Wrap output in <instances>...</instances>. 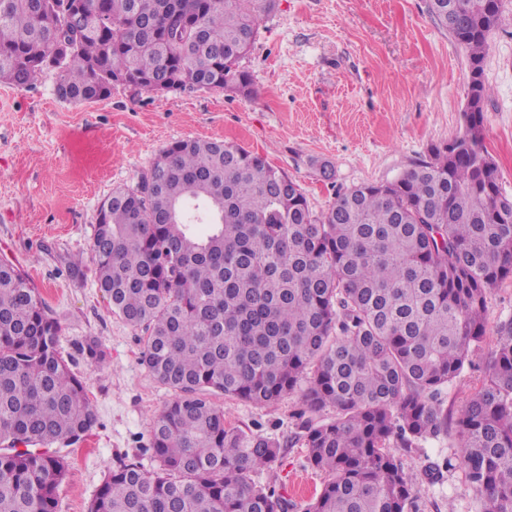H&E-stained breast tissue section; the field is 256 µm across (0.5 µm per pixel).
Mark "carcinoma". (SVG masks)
I'll list each match as a JSON object with an SVG mask.
<instances>
[{"label":"carcinoma","mask_w":512,"mask_h":512,"mask_svg":"<svg viewBox=\"0 0 512 512\" xmlns=\"http://www.w3.org/2000/svg\"><path fill=\"white\" fill-rule=\"evenodd\" d=\"M279 0H0V81L45 70L64 101L149 92L252 94L239 68ZM501 0H428L465 47L463 129L387 183L316 214L267 160L222 141L170 143L98 207L90 246L113 313L142 329L141 362L179 392L155 419L147 471L108 469L88 512H288L254 475L280 443L224 423L210 395L272 406L302 389L309 463L329 475L306 512H411L416 478L389 451L460 437L478 512H512V327L454 422L438 399L487 335V297L512 278V200L484 146L483 63ZM61 327L28 277L0 262V512H60L71 446L97 424ZM81 354L105 360L91 338ZM41 449H35V446Z\"/></svg>","instance_id":"carcinoma-1"}]
</instances>
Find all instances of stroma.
<instances>
[{"label": "stroma", "instance_id": "obj_1", "mask_svg": "<svg viewBox=\"0 0 512 512\" xmlns=\"http://www.w3.org/2000/svg\"><path fill=\"white\" fill-rule=\"evenodd\" d=\"M240 67L252 78L247 97L118 86L109 98L73 104L57 96L52 71L25 90L0 82V259L31 277L47 301L62 327L61 348L73 355L98 416L69 449L60 512H87L118 461L155 468L151 429L177 396L141 365L140 331L111 311L95 283L88 255L97 209L114 187L135 186L174 141L218 139L266 156L319 212L338 191L401 176L463 124L468 53L429 15L426 0H279ZM484 75L493 88L484 144L512 197V0L502 2ZM80 255L83 274L75 277L68 267ZM510 320L507 279L488 296L485 350L469 352L462 373L442 391L448 410L459 411L481 388L485 351ZM89 338L103 345V365L77 356V344ZM212 400L229 427L284 446L275 474L256 480L274 482L289 512H305L328 476L310 465L300 438V392L271 408L221 394ZM394 454L418 477L420 512H477L479 495L456 464V433ZM443 461L448 469L429 478L427 468Z\"/></svg>", "mask_w": 512, "mask_h": 512}]
</instances>
